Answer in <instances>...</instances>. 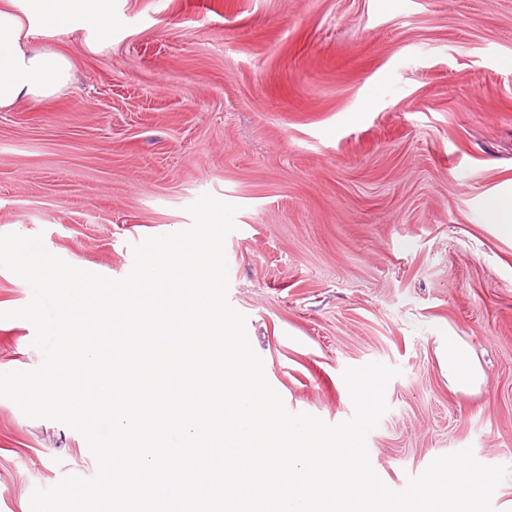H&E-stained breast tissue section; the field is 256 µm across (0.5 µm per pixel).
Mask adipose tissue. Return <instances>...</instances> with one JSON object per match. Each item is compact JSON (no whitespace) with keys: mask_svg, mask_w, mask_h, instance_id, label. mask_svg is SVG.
Here are the masks:
<instances>
[{"mask_svg":"<svg viewBox=\"0 0 512 512\" xmlns=\"http://www.w3.org/2000/svg\"><path fill=\"white\" fill-rule=\"evenodd\" d=\"M43 27L63 24L76 13L89 26L105 32L109 0H33ZM31 32L15 10V0H0V109L28 100L38 102L67 87L72 65L61 53L34 47ZM449 383L461 391L479 385L482 370L471 349L457 337H449L440 349Z\"/></svg>","mask_w":512,"mask_h":512,"instance_id":"1","label":"adipose tissue"}]
</instances>
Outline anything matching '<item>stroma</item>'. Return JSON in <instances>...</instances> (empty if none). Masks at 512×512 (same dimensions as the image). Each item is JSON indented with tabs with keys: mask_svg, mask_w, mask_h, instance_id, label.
Returning <instances> with one entry per match:
<instances>
[{
	"mask_svg": "<svg viewBox=\"0 0 512 512\" xmlns=\"http://www.w3.org/2000/svg\"><path fill=\"white\" fill-rule=\"evenodd\" d=\"M17 11L74 77L0 111V235L120 279L202 194L237 205L228 301L286 408L341 423L343 371L396 368L381 480L469 448L512 500V243L480 206L512 182V0H112L104 35ZM34 334L0 320V372L40 364ZM451 336L484 372L468 393ZM95 472L80 433L0 398V512ZM440 359L449 383L458 390L468 391L482 382L483 373L473 352L456 336L443 344Z\"/></svg>",
	"mask_w": 512,
	"mask_h": 512,
	"instance_id": "stroma-1",
	"label": "stroma"
}]
</instances>
